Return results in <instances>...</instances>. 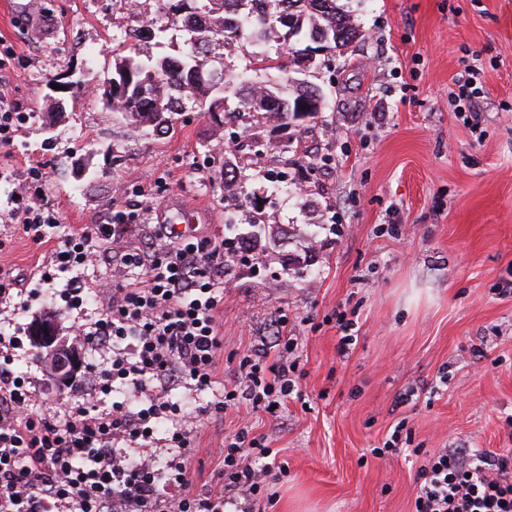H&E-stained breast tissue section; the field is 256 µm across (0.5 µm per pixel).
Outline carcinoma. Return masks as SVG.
<instances>
[{"instance_id": "obj_1", "label": "carcinoma", "mask_w": 512, "mask_h": 512, "mask_svg": "<svg viewBox=\"0 0 512 512\" xmlns=\"http://www.w3.org/2000/svg\"><path fill=\"white\" fill-rule=\"evenodd\" d=\"M161 19L153 21V39L160 41L172 28L188 34L185 52L176 58L155 56L127 31L112 37V70L100 75L112 80L108 104L127 125L138 130L173 129L170 117L196 108L216 125L230 118L252 127L259 116L287 125L297 119L299 106L314 99L315 117L325 109L319 86L289 74L283 57L300 72L315 69L310 42L324 40L329 51L345 52L361 37L351 15L338 0H157ZM252 48L249 70L235 74L224 63V50L233 44ZM239 108L227 111L229 98ZM252 180L247 165L224 161V190L238 188L233 210L225 223L234 224L237 212L260 221L245 185Z\"/></svg>"}]
</instances>
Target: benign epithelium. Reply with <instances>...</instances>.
I'll return each instance as SVG.
<instances>
[{
  "mask_svg": "<svg viewBox=\"0 0 512 512\" xmlns=\"http://www.w3.org/2000/svg\"><path fill=\"white\" fill-rule=\"evenodd\" d=\"M29 333L34 353L48 367L51 384L59 389L72 386L82 369L79 352L44 317L30 322Z\"/></svg>",
  "mask_w": 512,
  "mask_h": 512,
  "instance_id": "benign-epithelium-1",
  "label": "benign epithelium"
}]
</instances>
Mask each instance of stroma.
I'll use <instances>...</instances> for the list:
<instances>
[{"mask_svg": "<svg viewBox=\"0 0 512 512\" xmlns=\"http://www.w3.org/2000/svg\"><path fill=\"white\" fill-rule=\"evenodd\" d=\"M40 4L59 21L46 41L0 12V44L14 51L0 92L30 115L0 150V203L32 163L50 172L44 203L68 226L96 223L151 186L153 210L127 232L129 245L147 244L151 224L179 204L194 209L198 232L248 243L224 271L218 381L243 355L269 351L280 317L298 343L297 394L273 415L241 402L209 420L188 462L191 492L221 491L218 450L246 424L286 468L268 486L266 512H412L423 451L512 454V0H342L362 36L344 54L318 56L325 113L288 128L292 157L310 169H289L299 189L267 197L257 228L225 224L215 182L233 141L262 192L272 154L248 143L269 126L218 130L188 111L169 133L129 131L97 87L112 67V0ZM475 57L482 122L472 129L449 93ZM62 76L66 87L53 89ZM54 101L61 111H49ZM390 208L401 234L386 222ZM48 253L0 223V269L36 291L20 313L0 300V332L50 312L72 341L93 317L94 303L73 310L62 300L69 273H54L53 297L38 292ZM351 311L342 357L338 315ZM12 369L46 415L96 383L85 368L75 389L56 391L27 343ZM399 426L408 452L372 456Z\"/></svg>", "mask_w": 512, "mask_h": 512, "instance_id": "35a3bbf8", "label": "stroma"}]
</instances>
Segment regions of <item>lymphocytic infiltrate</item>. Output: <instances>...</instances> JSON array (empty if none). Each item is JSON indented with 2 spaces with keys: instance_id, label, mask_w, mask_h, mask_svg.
Segmentation results:
<instances>
[{
  "instance_id": "1",
  "label": "lymphocytic infiltrate",
  "mask_w": 512,
  "mask_h": 512,
  "mask_svg": "<svg viewBox=\"0 0 512 512\" xmlns=\"http://www.w3.org/2000/svg\"><path fill=\"white\" fill-rule=\"evenodd\" d=\"M33 244L43 245L59 222L40 200L19 194L0 210ZM142 201L111 210L103 224L72 228L55 239L48 263L62 272L95 268L100 250L114 246L119 262L93 289L72 276L71 304L91 296L97 315L77 328L78 338L98 357L94 371L101 394L122 386L141 402L108 407L94 398L67 404L46 417L31 406L24 380L13 369L18 336H0V512H224L225 505H252L271 474L262 460L271 451L248 428L220 450L224 490L190 493L187 461L203 417L222 416L239 399L253 409L284 405L297 378V347L279 318L275 359L247 354L237 384L193 410L173 402L177 387L212 391L223 346L218 312L224 301V268L237 255L233 238L188 234L162 224L148 249L126 247L120 238L142 219ZM173 425L162 462L131 457L126 444L151 441L159 421ZM412 512H512V457H489L463 448L444 449L417 471Z\"/></svg>"
}]
</instances>
